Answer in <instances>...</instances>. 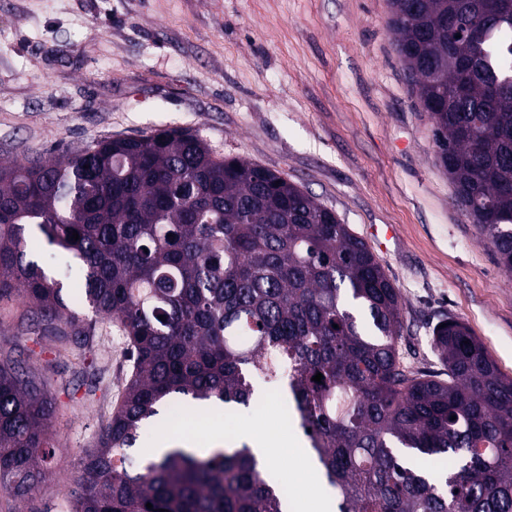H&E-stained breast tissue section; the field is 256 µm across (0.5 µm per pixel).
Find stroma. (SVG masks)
<instances>
[{"instance_id": "1", "label": "stroma", "mask_w": 512, "mask_h": 512, "mask_svg": "<svg viewBox=\"0 0 512 512\" xmlns=\"http://www.w3.org/2000/svg\"><path fill=\"white\" fill-rule=\"evenodd\" d=\"M389 0H0V157L21 160L100 137L172 127L273 171L334 210L361 237L404 302L398 349L439 370L433 326L466 323L512 377V274L455 199L430 115L411 92L389 30ZM97 322L75 353L31 331L0 302V360L41 371L56 398V459L28 504L0 491V512H63L83 450L119 404L131 364L117 325ZM281 392L249 406L192 411L198 447L220 424L283 442L295 472L300 430Z\"/></svg>"}]
</instances>
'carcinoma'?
I'll use <instances>...</instances> for the list:
<instances>
[{"mask_svg":"<svg viewBox=\"0 0 512 512\" xmlns=\"http://www.w3.org/2000/svg\"><path fill=\"white\" fill-rule=\"evenodd\" d=\"M389 26L456 201L512 273V0H391ZM34 228L77 260L85 299L132 362L65 512H282L285 492L245 445L160 458L138 447L163 402L247 406L255 379L288 391L338 512H512V378L455 318L432 329L441 372L403 366L397 288L283 175L183 128L1 160L0 301L80 345L94 324L79 326L34 259ZM55 410L33 372L0 363V490L15 501L45 483ZM396 444L454 465L436 480Z\"/></svg>","mask_w":512,"mask_h":512,"instance_id":"cac0c4a2","label":"carcinoma"}]
</instances>
